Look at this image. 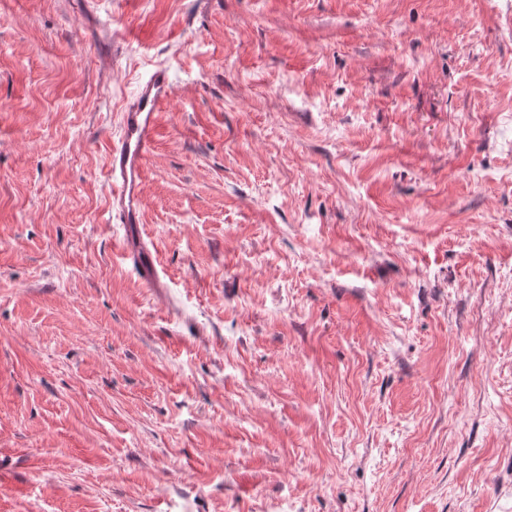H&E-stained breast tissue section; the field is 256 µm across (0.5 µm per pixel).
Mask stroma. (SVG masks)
Masks as SVG:
<instances>
[{"mask_svg": "<svg viewBox=\"0 0 512 512\" xmlns=\"http://www.w3.org/2000/svg\"><path fill=\"white\" fill-rule=\"evenodd\" d=\"M0 512H512V0H0ZM172 94L168 71L155 68L126 100L119 135L112 140L107 154L109 210L112 218L123 224L125 229L123 256L131 260L151 282L156 281L157 270L139 229V224H142V184L146 158L159 126L160 111Z\"/></svg>", "mask_w": 512, "mask_h": 512, "instance_id": "stroma-1", "label": "stroma"}]
</instances>
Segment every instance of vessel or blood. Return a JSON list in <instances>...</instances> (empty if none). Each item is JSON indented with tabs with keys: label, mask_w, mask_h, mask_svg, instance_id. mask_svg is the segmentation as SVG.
Returning <instances> with one entry per match:
<instances>
[{
	"label": "vessel or blood",
	"mask_w": 512,
	"mask_h": 512,
	"mask_svg": "<svg viewBox=\"0 0 512 512\" xmlns=\"http://www.w3.org/2000/svg\"><path fill=\"white\" fill-rule=\"evenodd\" d=\"M173 94L166 69L158 67L127 99L121 114L120 132L107 154L110 181L109 210L123 224L126 241L123 256L131 260L144 277L156 280L152 254L142 240V184L146 158L159 126L160 112Z\"/></svg>",
	"instance_id": "obj_1"
}]
</instances>
